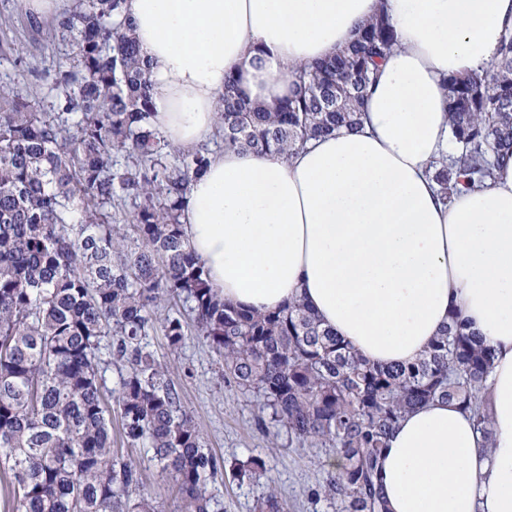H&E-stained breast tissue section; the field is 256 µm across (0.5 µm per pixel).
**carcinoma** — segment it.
Returning <instances> with one entry per match:
<instances>
[{"instance_id":"obj_1","label":"carcinoma","mask_w":512,"mask_h":512,"mask_svg":"<svg viewBox=\"0 0 512 512\" xmlns=\"http://www.w3.org/2000/svg\"><path fill=\"white\" fill-rule=\"evenodd\" d=\"M124 0H76L53 31L73 53L56 61L55 112L0 85V472L9 512H162L139 470L112 454V410L130 448H150L178 487L181 512H212L209 483L224 459L205 447L168 369L148 350L161 330L172 349L189 335L166 301L193 316L194 333L224 360V378L256 396L257 424L328 449L323 495L334 512H388L376 484L398 420L434 399L473 415L482 449L491 420L477 403L494 353L456 312L426 354L375 366L301 302L266 312L221 300L188 245L180 213L187 184L209 162L198 150L168 167L170 144L151 119L149 66ZM394 45L388 18L361 25L353 43L294 75L296 91L268 111L224 79V147L289 154L310 140L358 128L378 67ZM448 118L459 155L433 172L443 199L481 186L512 157V33L483 77L448 78ZM133 165L116 169L114 153ZM137 199L130 237L111 212ZM118 373L116 406L105 372ZM265 460L236 463L257 482ZM258 512H288L267 485Z\"/></svg>"}]
</instances>
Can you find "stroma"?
Here are the masks:
<instances>
[{
  "mask_svg": "<svg viewBox=\"0 0 512 512\" xmlns=\"http://www.w3.org/2000/svg\"><path fill=\"white\" fill-rule=\"evenodd\" d=\"M55 17L35 18L23 12L17 0H0V82L19 93L40 90L52 99L53 64L70 52L69 42L47 36ZM155 357L165 362L184 408L199 426L205 445L226 461L266 457L269 475L288 504V512H329L316 491L326 478L324 449L301 448L287 433L270 439L256 425L257 401L224 381L219 358L197 337H187L178 351H171L162 332L149 338ZM119 459L134 460L141 469L143 489L163 512H179L177 487L155 465L145 448L114 442ZM210 489L218 512H255L262 484L238 482L231 474L216 478Z\"/></svg>",
  "mask_w": 512,
  "mask_h": 512,
  "instance_id": "35a3bbf8",
  "label": "stroma"
}]
</instances>
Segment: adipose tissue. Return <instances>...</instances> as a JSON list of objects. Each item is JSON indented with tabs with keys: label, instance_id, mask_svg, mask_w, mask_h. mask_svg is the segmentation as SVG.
I'll return each instance as SVG.
<instances>
[{
	"label": "adipose tissue",
	"instance_id": "1",
	"mask_svg": "<svg viewBox=\"0 0 512 512\" xmlns=\"http://www.w3.org/2000/svg\"><path fill=\"white\" fill-rule=\"evenodd\" d=\"M396 46L361 126L290 155L227 149L188 183V244L225 301L299 300L364 358L418 360L459 313L493 347L481 401L435 400L393 428L378 478L388 512H512V159L443 203L436 161L454 153L443 80L485 74L512 0H125L150 65L153 125L176 148L209 142L224 78L274 109L300 68L329 58L379 13Z\"/></svg>",
	"mask_w": 512,
	"mask_h": 512
}]
</instances>
